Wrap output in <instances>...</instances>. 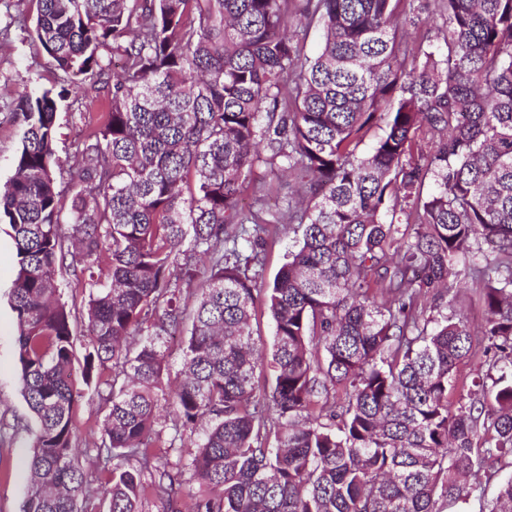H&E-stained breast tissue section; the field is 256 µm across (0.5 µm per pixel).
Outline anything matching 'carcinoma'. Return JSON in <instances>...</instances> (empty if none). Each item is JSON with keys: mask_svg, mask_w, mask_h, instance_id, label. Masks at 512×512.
I'll use <instances>...</instances> for the list:
<instances>
[{"mask_svg": "<svg viewBox=\"0 0 512 512\" xmlns=\"http://www.w3.org/2000/svg\"><path fill=\"white\" fill-rule=\"evenodd\" d=\"M437 2L445 27L415 42L413 0H36L49 61L107 112L77 152L66 208L53 168L70 89L15 106L0 224L37 419L24 512H81L98 496L139 512L191 481L219 493L190 512H448L475 472L512 465V0ZM261 148L298 184L284 212L239 208ZM285 220L305 225L302 240L259 288ZM63 267L88 289L82 372L105 409V479L73 452ZM469 280L486 310L477 330L453 308ZM188 322L173 427L206 428L173 464L152 445L164 337ZM478 348L486 370L459 383ZM488 512H512V478ZM252 331L258 347L268 352L272 343V323L266 310L258 311L253 318Z\"/></svg>", "mask_w": 512, "mask_h": 512, "instance_id": "1", "label": "carcinoma"}]
</instances>
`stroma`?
<instances>
[{
    "label": "stroma",
    "mask_w": 512,
    "mask_h": 512,
    "mask_svg": "<svg viewBox=\"0 0 512 512\" xmlns=\"http://www.w3.org/2000/svg\"><path fill=\"white\" fill-rule=\"evenodd\" d=\"M35 0H0V185L15 171L22 130L12 119L16 100L43 88H61L62 72L50 63L32 29ZM102 112L98 100L64 99L57 113L54 176L68 188L74 175L75 154L86 132V121ZM16 270V251L8 225L0 224V512H23L30 482L29 430L35 419L22 393L18 362L17 326L9 291ZM76 410V452L87 471H95L96 447L101 442L104 412L96 389L86 386Z\"/></svg>",
    "instance_id": "35a3bbf8"
}]
</instances>
